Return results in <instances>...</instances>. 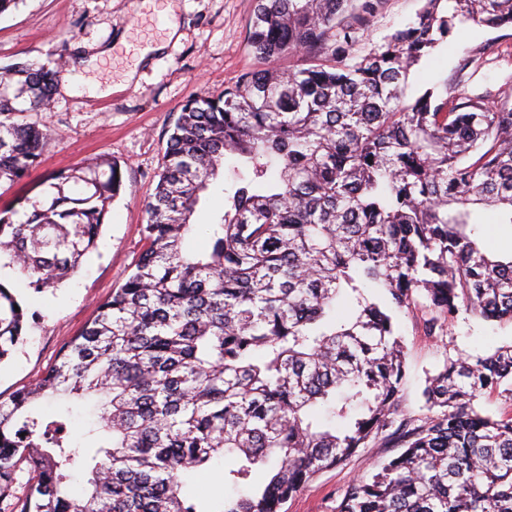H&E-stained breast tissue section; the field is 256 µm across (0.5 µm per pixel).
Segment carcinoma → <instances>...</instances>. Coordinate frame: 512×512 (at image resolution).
<instances>
[{
  "instance_id": "cac0c4a2",
  "label": "carcinoma",
  "mask_w": 512,
  "mask_h": 512,
  "mask_svg": "<svg viewBox=\"0 0 512 512\" xmlns=\"http://www.w3.org/2000/svg\"><path fill=\"white\" fill-rule=\"evenodd\" d=\"M380 3L254 0L259 66L176 116L134 269L59 362L0 401V493L17 456L38 473L14 512H280L377 441L401 452L354 480L338 512H512V412L477 405L512 400V344L447 359L413 418L399 409L393 316L428 308L426 336L463 311L512 322V258L483 247L477 220L495 207L512 224V108L446 86L407 97L413 67L455 25L512 26V0H423L353 52ZM290 55L308 66L275 65ZM65 64L0 66V185L39 163L52 133L28 116L50 108ZM219 178L223 212L191 223ZM124 188L109 157L55 173L0 210L4 266L60 286ZM199 231L203 250L190 246ZM26 313L0 283V363ZM61 396L99 400L82 446L69 414L38 410ZM218 455L233 459L224 483L246 492L200 508L183 477Z\"/></svg>"
}]
</instances>
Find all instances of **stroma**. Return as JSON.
Wrapping results in <instances>:
<instances>
[{"mask_svg": "<svg viewBox=\"0 0 512 512\" xmlns=\"http://www.w3.org/2000/svg\"><path fill=\"white\" fill-rule=\"evenodd\" d=\"M420 0H382L360 43L370 48L401 28ZM253 0H19L0 15V63L61 54L72 63L71 90L56 86L51 111L35 114L53 132L41 163L12 186L0 188V207L54 172L106 156L125 166V189L113 202L98 248L60 287L35 291L11 268L0 282L27 311L22 342L0 363V400L34 384L51 368L64 344L94 318L133 270L144 241L145 205L153 192L166 147V131L193 94L219 91L254 68L247 47ZM179 37L167 40L169 21ZM162 51H154V44ZM512 27L455 28L410 77L409 96L433 86H456L475 95L512 94ZM110 55L95 57L97 47ZM470 59L461 68L462 59ZM422 308L402 309L398 326L407 346L403 414L423 413L425 379L446 357L486 355L512 344V324L463 313L436 337L424 336ZM380 444L359 449L318 474L290 498L282 512H336L345 489L393 456Z\"/></svg>", "mask_w": 512, "mask_h": 512, "instance_id": "stroma-1", "label": "stroma"}]
</instances>
